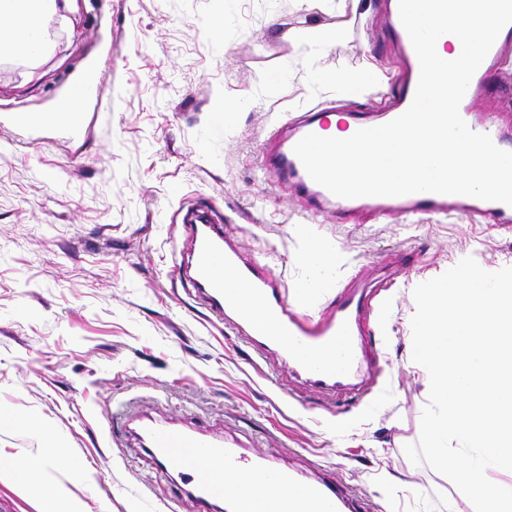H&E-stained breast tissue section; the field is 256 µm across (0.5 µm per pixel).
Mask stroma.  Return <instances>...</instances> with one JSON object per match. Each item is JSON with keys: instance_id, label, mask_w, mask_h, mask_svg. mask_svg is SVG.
I'll list each match as a JSON object with an SVG mask.
<instances>
[{"instance_id": "obj_1", "label": "stroma", "mask_w": 512, "mask_h": 512, "mask_svg": "<svg viewBox=\"0 0 512 512\" xmlns=\"http://www.w3.org/2000/svg\"><path fill=\"white\" fill-rule=\"evenodd\" d=\"M382 2L62 0L42 20L47 49L0 62V413L28 419L0 423V457L40 452L47 422L89 474L74 485L48 469L39 495L69 493L84 512H133L139 496L156 512L171 501L197 512L135 438L151 418L211 428L245 455L332 483L345 512H447L436 497L453 482L404 452L429 397L412 364L413 290L462 257L512 266V226L463 212L339 224L258 172L269 130L309 107L389 106L405 66L381 35ZM336 26L335 44L298 38ZM85 80L96 97L61 113ZM196 208L314 317L329 304L320 280L373 278L390 255L414 253L368 319L381 368L371 393L317 390L208 321L178 267ZM312 238L335 266L308 265Z\"/></svg>"}]
</instances>
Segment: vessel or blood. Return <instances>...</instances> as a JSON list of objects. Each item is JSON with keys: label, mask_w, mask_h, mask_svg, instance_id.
<instances>
[{"label": "vessel or blood", "mask_w": 512, "mask_h": 512, "mask_svg": "<svg viewBox=\"0 0 512 512\" xmlns=\"http://www.w3.org/2000/svg\"><path fill=\"white\" fill-rule=\"evenodd\" d=\"M53 8L54 0H9L0 10V58L38 54L43 48L42 35L20 41L13 30L28 13L46 15ZM382 24L406 63L404 83L390 109L375 119L363 112L337 111L319 104L274 126L268 135L269 151L260 164L263 177L306 197L313 212L334 211L340 224L364 210L379 215L432 216L464 211L511 224L512 206L463 195L415 193L340 198L314 182L295 155L294 147L304 136L324 134L329 115H339L341 125L354 132L388 123L410 106L420 65L401 23L398 0H388ZM510 49L512 24L500 31L459 107L471 130L490 135L494 144L506 151H512V130H502L479 116L476 106L490 98L491 75ZM184 233L179 265L186 269L187 280L211 320L227 323L257 348L287 356L315 388H342L358 373L360 362L366 357L362 324L374 310L373 297L363 284L340 290L335 282H324L320 292L331 297V310L315 320L289 299L271 269L245 256L227 237L223 225L213 223L206 212L188 211ZM139 437L153 459L186 479L200 512H211L221 503L227 504L229 512H339L340 497L332 484L302 481L293 472L270 465L261 457L243 455L216 434L194 426L147 421L141 424Z\"/></svg>", "instance_id": "b4317fda"}]
</instances>
